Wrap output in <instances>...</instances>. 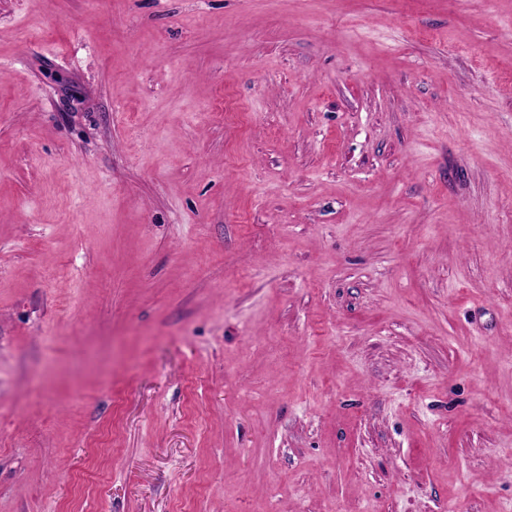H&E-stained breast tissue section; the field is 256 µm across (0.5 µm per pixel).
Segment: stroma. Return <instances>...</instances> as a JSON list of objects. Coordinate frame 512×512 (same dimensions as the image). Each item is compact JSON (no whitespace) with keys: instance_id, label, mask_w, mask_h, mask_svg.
<instances>
[{"instance_id":"obj_1","label":"stroma","mask_w":512,"mask_h":512,"mask_svg":"<svg viewBox=\"0 0 512 512\" xmlns=\"http://www.w3.org/2000/svg\"><path fill=\"white\" fill-rule=\"evenodd\" d=\"M512 0H0V512H512Z\"/></svg>"}]
</instances>
